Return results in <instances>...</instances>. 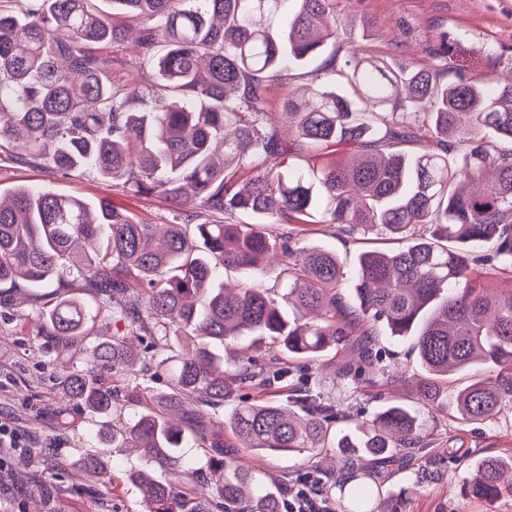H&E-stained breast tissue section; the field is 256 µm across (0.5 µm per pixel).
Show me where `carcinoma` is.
Instances as JSON below:
<instances>
[{
    "label": "carcinoma",
    "instance_id": "carcinoma-1",
    "mask_svg": "<svg viewBox=\"0 0 512 512\" xmlns=\"http://www.w3.org/2000/svg\"><path fill=\"white\" fill-rule=\"evenodd\" d=\"M285 0H0V153L45 159L59 173H92L137 195H161L170 219L138 220L108 199L26 186L0 201V297L26 292L41 335L77 342L100 317L112 339L95 364L68 374L64 394L88 415L117 398L99 363L169 375L163 411L145 408L106 438L140 453L128 481L146 512H281L280 489L263 482L239 449L343 463L338 512H378L369 461L388 467L430 447L411 406L394 402L347 430L310 388L236 403L223 415L227 441L195 423L226 405L236 384L270 385L275 362L257 364L266 339L315 364L339 354L334 379H388L372 345L414 338L419 400L435 405L451 375L483 364L494 373L459 390V419L478 423L512 405V83L488 88L448 71V34L425 40L430 64L359 57L356 23L339 0H296L287 25L268 20ZM138 22L140 55L114 54ZM328 55L358 91L308 86L273 108L288 67ZM156 63L160 83L141 89L129 68ZM369 102L374 119L363 118ZM461 163L448 166V154ZM255 217L250 223L242 217ZM378 231L395 250H364L351 271L322 246H299L320 227ZM491 242L490 254L473 249ZM277 261L278 296L251 281L214 285L218 268L252 271ZM82 282L89 308L65 294ZM149 337L140 359L128 335ZM200 405L189 410L185 401ZM196 448L191 458L186 449ZM208 472L210 495L178 494L168 479ZM512 461L487 457L467 495L488 504L512 485Z\"/></svg>",
    "mask_w": 512,
    "mask_h": 512
}]
</instances>
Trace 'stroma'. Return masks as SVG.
<instances>
[{
  "label": "stroma",
  "instance_id": "1",
  "mask_svg": "<svg viewBox=\"0 0 512 512\" xmlns=\"http://www.w3.org/2000/svg\"><path fill=\"white\" fill-rule=\"evenodd\" d=\"M348 9L378 22L376 28L355 30L353 47L360 56L398 54L419 60L426 37L444 32L457 60L447 81L465 76L493 85L512 79V0H351ZM20 185L87 201L105 198L151 224L167 223L169 217V205L161 197L127 194L100 177L65 176L42 161L21 164L0 156V192ZM309 241L336 251L349 264L360 251L387 245L372 231L353 238L325 231ZM111 335V322H96L88 336L61 353L40 335L28 301L17 296L0 302V422L20 443L16 449L0 447V512H146L140 492L126 481L127 473L141 466L140 454L112 447L100 434L106 422L132 418L137 403L123 399L107 414L92 417L69 403L60 387L64 373L84 370L96 345ZM376 348L384 364L398 368V381L379 387L336 383L284 358L280 365L288 374L279 386L285 389L310 378L347 427L372 419L391 402L414 405L431 436L422 461L428 476L420 480L414 472L397 470L379 475L388 512H512V493L488 504L464 491L482 457H512V405L479 424L458 420L450 401L438 408L415 403L411 379L422 369L413 338L383 339ZM89 454L104 460L101 475L81 470L80 462ZM258 466L267 478L282 483L308 472L331 475L304 455L265 454Z\"/></svg>",
  "mask_w": 512,
  "mask_h": 512
}]
</instances>
